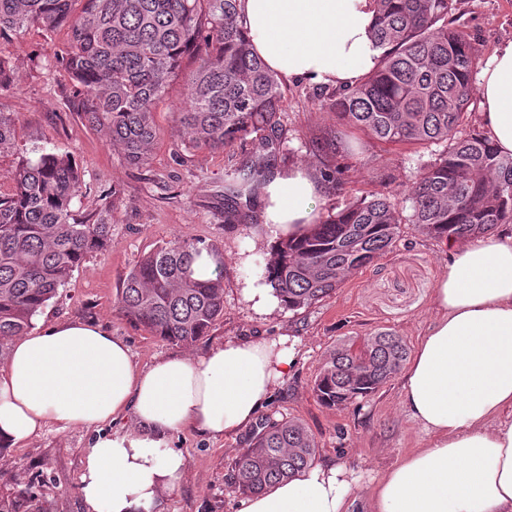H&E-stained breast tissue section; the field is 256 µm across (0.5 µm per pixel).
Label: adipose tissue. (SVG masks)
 <instances>
[{
    "label": "adipose tissue",
    "mask_w": 512,
    "mask_h": 512,
    "mask_svg": "<svg viewBox=\"0 0 512 512\" xmlns=\"http://www.w3.org/2000/svg\"><path fill=\"white\" fill-rule=\"evenodd\" d=\"M375 0H239L251 49L282 81L352 86L379 63L371 37ZM483 134L512 155V39L478 79ZM322 185L314 169L277 170L261 187L271 235L246 240L238 263L256 315L281 305L257 257L270 237L315 224ZM433 315L403 371L401 405L426 433L422 447L378 476L367 512H512V226L446 245ZM295 362L288 337L227 338L199 356L138 366L103 326L67 321L11 340L0 361V446L19 448L57 426L113 425L86 448L79 478L84 512H155L187 469L172 436L192 429L230 437L251 425ZM132 418V427H118ZM344 466L315 464L239 512H349Z\"/></svg>",
    "instance_id": "obj_1"
}]
</instances>
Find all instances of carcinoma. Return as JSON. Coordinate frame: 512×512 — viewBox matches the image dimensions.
<instances>
[{
    "instance_id": "1",
    "label": "carcinoma",
    "mask_w": 512,
    "mask_h": 512,
    "mask_svg": "<svg viewBox=\"0 0 512 512\" xmlns=\"http://www.w3.org/2000/svg\"><path fill=\"white\" fill-rule=\"evenodd\" d=\"M238 0H0V37L32 28L67 39L57 66L79 84L74 108L106 132L132 165L148 163L159 138L158 102L173 90L184 56L197 65L186 80V105L174 126L188 149L222 150L281 127L280 79L251 49L236 22ZM457 0H377L372 38L379 64L355 86L336 90L328 109L345 125L392 145H437L421 165L407 200L355 198L299 240L281 242L263 259L266 281L283 306L307 308L336 293L345 279L390 250L401 225L438 239L465 240L512 224V156L477 131L463 132L476 93V53L468 35L448 25ZM14 121L0 113V153L12 147ZM259 163L224 176V197L257 201ZM84 187L69 154L44 152L18 161L0 181V349L24 334L86 257L111 242L112 203L91 222L73 218ZM202 241L171 240L143 256L120 281L115 303L130 320L185 347L208 335L224 314V268L196 279ZM363 347L349 338L314 380L317 400L335 407L386 383L407 358L405 340L379 331ZM314 437L296 419L262 417L230 480L242 494L261 492L307 468Z\"/></svg>"
}]
</instances>
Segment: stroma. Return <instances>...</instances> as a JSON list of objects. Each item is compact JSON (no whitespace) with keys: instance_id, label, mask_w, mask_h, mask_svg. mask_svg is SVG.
Here are the masks:
<instances>
[{"instance_id":"obj_1","label":"stroma","mask_w":512,"mask_h":512,"mask_svg":"<svg viewBox=\"0 0 512 512\" xmlns=\"http://www.w3.org/2000/svg\"><path fill=\"white\" fill-rule=\"evenodd\" d=\"M454 18L469 34L478 66H485L497 43L512 39V0H458ZM63 39L60 33L38 31L0 39V57L11 62L9 85L0 90V112L10 113L16 128L13 149L0 154V174L21 155H73L85 187L72 210L77 219H91L102 197L114 193L112 242L86 258L35 324L99 323L125 340L143 367L173 353H203L229 337L291 336L295 364L263 413L298 419L317 443V461L346 464L355 478L352 512H365L378 472L420 447L424 438L400 405L401 378L393 376L344 407L322 405L312 386L331 351L347 338L389 330L415 346L431 317V294L444 270L442 240L403 225L391 250L349 276L336 294L295 312L280 308L255 315L241 296L244 272L236 259L258 226L248 219L225 223L224 175L244 158L261 154L259 142L249 138L218 151L179 146L172 129L174 112L186 102L179 86L156 108L160 138L149 164H129L104 132L73 113L77 85L54 59ZM282 91L281 150L304 157L330 134L347 147L323 158L326 165L344 167L346 184L340 191L325 185L316 204L320 217L368 193H406L418 168L431 158L430 149L386 144L340 124L325 107L334 86L295 80L283 84ZM174 239L205 240L224 256V315L208 336L188 348L154 336L115 304V288L135 262ZM95 434L92 428L52 426L26 446L0 451V497L19 502L20 512H83L78 481L83 451ZM247 438L243 432L213 439L189 429L173 436L171 446L186 456L188 466L179 489L163 498L159 512H236L240 494L227 477Z\"/></svg>"}]
</instances>
